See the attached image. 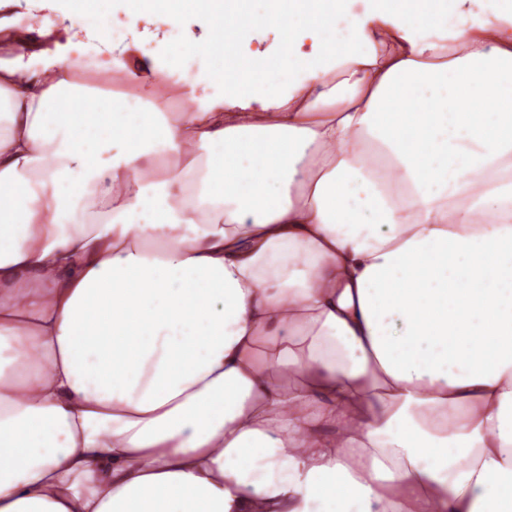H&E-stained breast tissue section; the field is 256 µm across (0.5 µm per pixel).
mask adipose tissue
<instances>
[{
  "label": "adipose tissue",
  "mask_w": 512,
  "mask_h": 512,
  "mask_svg": "<svg viewBox=\"0 0 512 512\" xmlns=\"http://www.w3.org/2000/svg\"><path fill=\"white\" fill-rule=\"evenodd\" d=\"M360 2L137 112L0 19V512H512V9Z\"/></svg>",
  "instance_id": "ef3b65f1"
}]
</instances>
